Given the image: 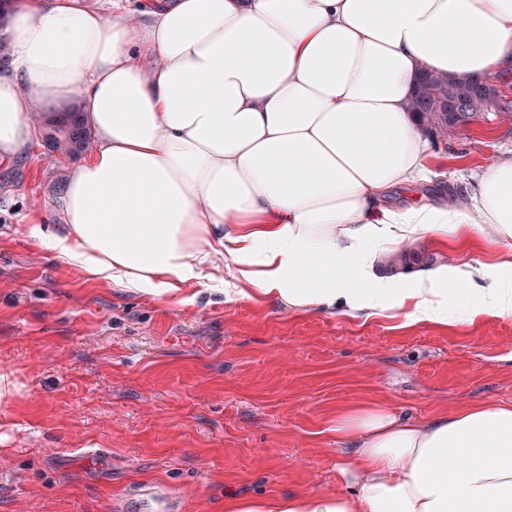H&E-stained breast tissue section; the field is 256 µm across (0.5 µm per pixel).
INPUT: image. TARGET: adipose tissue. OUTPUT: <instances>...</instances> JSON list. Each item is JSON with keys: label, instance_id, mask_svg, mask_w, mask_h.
Wrapping results in <instances>:
<instances>
[{"label": "adipose tissue", "instance_id": "1", "mask_svg": "<svg viewBox=\"0 0 512 512\" xmlns=\"http://www.w3.org/2000/svg\"><path fill=\"white\" fill-rule=\"evenodd\" d=\"M0 60V162L38 134L36 105L80 102L96 140L62 189L59 230L34 224L91 278L163 295L223 283L291 312L391 309L448 325L512 319V154L471 192L384 205L422 181V72L512 64V0H12ZM476 236L502 251L376 276L382 251ZM349 453L321 493L231 496L224 512H512V404L417 421L380 402L336 414Z\"/></svg>", "mask_w": 512, "mask_h": 512}]
</instances>
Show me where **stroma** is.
Masks as SVG:
<instances>
[{"mask_svg":"<svg viewBox=\"0 0 512 512\" xmlns=\"http://www.w3.org/2000/svg\"><path fill=\"white\" fill-rule=\"evenodd\" d=\"M424 182L392 200L463 194L512 153V117L437 134ZM72 162L0 163V512H127L143 483L180 512L225 498L336 488L337 409L379 401L424 420L475 400L512 403V319L444 326L390 310L295 313L261 296L190 287L145 295L89 278L29 233L55 224ZM439 261L492 256L473 238Z\"/></svg>","mask_w":512,"mask_h":512,"instance_id":"35a3bbf8","label":"stroma"}]
</instances>
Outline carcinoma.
I'll return each mask as SVG.
<instances>
[{
    "mask_svg": "<svg viewBox=\"0 0 512 512\" xmlns=\"http://www.w3.org/2000/svg\"><path fill=\"white\" fill-rule=\"evenodd\" d=\"M412 105L420 121L433 133L448 127H467L489 112L505 113L512 109V100L504 99L491 77L453 80L426 73L418 79ZM33 118L42 129L43 146L54 158L73 161L91 142V128L75 104L63 112H38ZM388 262L430 266L434 257L409 248L389 257Z\"/></svg>",
    "mask_w": 512,
    "mask_h": 512,
    "instance_id": "1",
    "label": "carcinoma"
}]
</instances>
